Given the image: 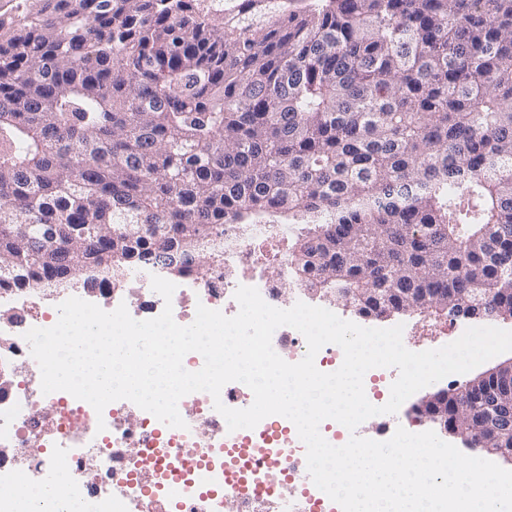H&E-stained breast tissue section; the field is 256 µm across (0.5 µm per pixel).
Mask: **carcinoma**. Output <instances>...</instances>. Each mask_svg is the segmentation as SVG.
Masks as SVG:
<instances>
[{
  "mask_svg": "<svg viewBox=\"0 0 512 512\" xmlns=\"http://www.w3.org/2000/svg\"><path fill=\"white\" fill-rule=\"evenodd\" d=\"M226 224L292 241L297 288L512 313V0H40L0 15V267L31 292ZM448 396L472 447L512 440Z\"/></svg>",
  "mask_w": 512,
  "mask_h": 512,
  "instance_id": "cac0c4a2",
  "label": "carcinoma"
}]
</instances>
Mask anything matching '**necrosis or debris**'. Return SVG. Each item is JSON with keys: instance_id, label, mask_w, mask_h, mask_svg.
<instances>
[{"instance_id": "1", "label": "necrosis or debris", "mask_w": 512, "mask_h": 512, "mask_svg": "<svg viewBox=\"0 0 512 512\" xmlns=\"http://www.w3.org/2000/svg\"><path fill=\"white\" fill-rule=\"evenodd\" d=\"M275 233L256 224L224 227L214 242L223 258L207 280L178 283L171 302L151 287L160 267L138 272L132 282L99 276L96 287L67 288L48 294L0 288V512L21 497L31 512H61L76 501L81 512H338L339 506L306 478V447L295 425L277 416L255 428L238 430L230 450L225 419L209 393L198 391L178 403L191 430L156 427L155 417L127 400L96 413L86 401L64 391L41 390V372L25 333L49 328L58 306L78 297L113 311L126 305L132 318L159 316L172 306L178 324L190 325L198 306L237 314L239 286L258 289L269 305L291 308L302 291L267 280L268 265L287 269L284 257L265 253ZM24 361L27 373L14 379L8 368Z\"/></svg>"}]
</instances>
